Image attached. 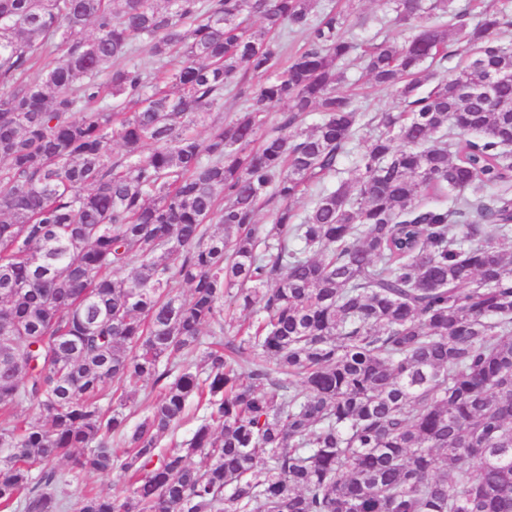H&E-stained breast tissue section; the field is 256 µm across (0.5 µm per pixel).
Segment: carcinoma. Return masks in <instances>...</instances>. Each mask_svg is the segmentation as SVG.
<instances>
[{
	"label": "carcinoma",
	"instance_id": "carcinoma-1",
	"mask_svg": "<svg viewBox=\"0 0 512 512\" xmlns=\"http://www.w3.org/2000/svg\"><path fill=\"white\" fill-rule=\"evenodd\" d=\"M452 2L392 0L408 25ZM507 17L360 51L321 0H0V512H62L116 471L130 494L87 487L77 512H512ZM456 43L467 64L421 90ZM354 58L399 106L297 212L363 119L337 88ZM192 400L190 439L159 448ZM126 482L118 473H112L109 476H103L96 473L82 474L79 479L73 481L72 484L67 487V494L69 496L70 506L64 512H76L75 503L80 490L85 486L93 487L97 491L109 495H120L124 496L127 494Z\"/></svg>",
	"mask_w": 512,
	"mask_h": 512
}]
</instances>
